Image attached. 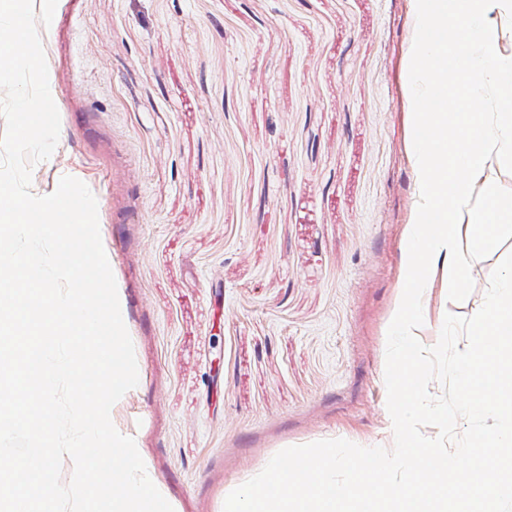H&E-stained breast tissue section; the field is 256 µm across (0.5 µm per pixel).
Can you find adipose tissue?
I'll use <instances>...</instances> for the list:
<instances>
[{"label":"adipose tissue","instance_id":"ef3b65f1","mask_svg":"<svg viewBox=\"0 0 512 512\" xmlns=\"http://www.w3.org/2000/svg\"><path fill=\"white\" fill-rule=\"evenodd\" d=\"M409 61L415 104L418 199L409 286L441 269L449 296L468 284L471 260L512 227V198L497 176L512 167V0H413Z\"/></svg>","mask_w":512,"mask_h":512}]
</instances>
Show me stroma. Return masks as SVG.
I'll list each match as a JSON object with an SVG mask.
<instances>
[{
	"label": "stroma",
	"mask_w": 512,
	"mask_h": 512,
	"mask_svg": "<svg viewBox=\"0 0 512 512\" xmlns=\"http://www.w3.org/2000/svg\"><path fill=\"white\" fill-rule=\"evenodd\" d=\"M39 37L60 135L30 190L69 175L97 200L138 368L111 420L173 512H223L289 446L392 449L409 0H58ZM511 252L502 235L461 299L433 279L422 344Z\"/></svg>",
	"instance_id": "stroma-1"
}]
</instances>
